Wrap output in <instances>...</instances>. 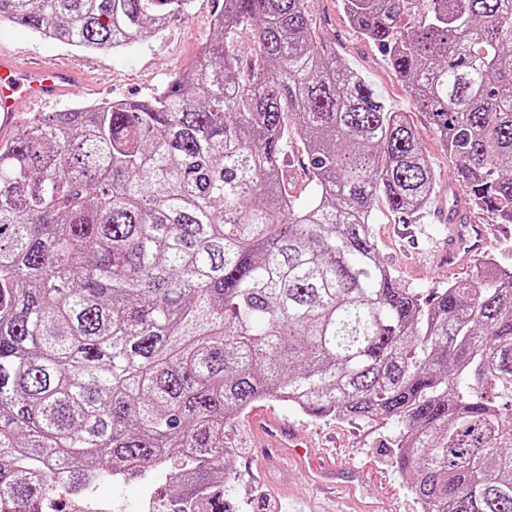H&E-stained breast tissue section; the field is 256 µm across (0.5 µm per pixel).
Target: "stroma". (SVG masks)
Returning <instances> with one entry per match:
<instances>
[{
	"label": "stroma",
	"mask_w": 512,
	"mask_h": 512,
	"mask_svg": "<svg viewBox=\"0 0 512 512\" xmlns=\"http://www.w3.org/2000/svg\"><path fill=\"white\" fill-rule=\"evenodd\" d=\"M223 3L195 0L189 15L168 30L102 52H84L4 20L0 21V48L22 58L37 55L84 68L89 75L87 86L63 100V107L146 100L167 86L175 73L196 65L212 35L211 18ZM308 11L342 62L362 74L391 111L404 113L420 135L437 180L428 213L421 223L407 227L380 198L372 210L370 229L380 259L392 270L399 286L430 296L459 279L431 255L433 241L447 223L449 211L466 205L456 163L433 126L414 109L381 51L350 25L340 0H308ZM266 405L293 422L320 460L352 465L364 473L365 480L344 492L312 488L294 468L275 459L261 460L249 418L243 415L224 426V445L232 453L230 464L236 476L233 488L224 493L225 512H422L408 476L395 464L399 433L395 421L319 418L272 399ZM168 495L167 486L156 479L111 480L90 493L87 504L89 512H158Z\"/></svg>",
	"instance_id": "stroma-1"
}]
</instances>
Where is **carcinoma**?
Segmentation results:
<instances>
[{
	"label": "carcinoma",
	"instance_id": "1",
	"mask_svg": "<svg viewBox=\"0 0 512 512\" xmlns=\"http://www.w3.org/2000/svg\"><path fill=\"white\" fill-rule=\"evenodd\" d=\"M194 0H0L95 52ZM512 224V0H341ZM308 0H224L198 63L149 100L40 112L0 148V508L186 461L176 512H224V422L266 398L400 425L423 512H512V271L429 300L370 232L435 193L417 129L313 27ZM254 63L238 66L241 35ZM318 186L285 193L288 138Z\"/></svg>",
	"mask_w": 512,
	"mask_h": 512
}]
</instances>
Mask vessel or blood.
Returning a JSON list of instances; mask_svg holds the SVG:
<instances>
[{
	"label": "vessel or blood",
	"instance_id": "obj_1",
	"mask_svg": "<svg viewBox=\"0 0 512 512\" xmlns=\"http://www.w3.org/2000/svg\"><path fill=\"white\" fill-rule=\"evenodd\" d=\"M86 81L87 75L80 68L35 58L23 60L0 49V131L16 127L18 100L36 105L57 102L81 89ZM447 229L438 257L449 271L467 270L488 245L486 227L459 210L449 215ZM250 425L261 441L278 445L288 462L309 470L315 484L338 485L362 478L361 472L352 467L313 461L307 444L295 435L286 418L260 408L251 414Z\"/></svg>",
	"mask_w": 512,
	"mask_h": 512
}]
</instances>
